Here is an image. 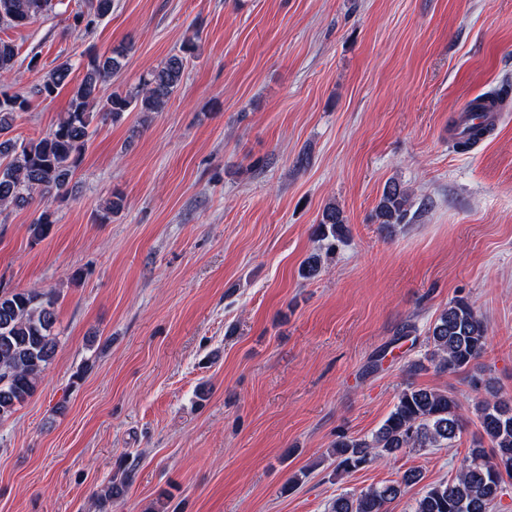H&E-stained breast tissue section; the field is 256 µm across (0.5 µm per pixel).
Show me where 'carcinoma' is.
I'll return each mask as SVG.
<instances>
[{"label": "carcinoma", "mask_w": 512, "mask_h": 512, "mask_svg": "<svg viewBox=\"0 0 512 512\" xmlns=\"http://www.w3.org/2000/svg\"><path fill=\"white\" fill-rule=\"evenodd\" d=\"M52 8V0H0V19L16 27L38 18ZM112 13V0H93L91 12L77 13L74 24L90 29ZM197 50V35L188 37L181 53L168 57L150 70L128 91L104 97L101 86L123 67L128 49L117 47L108 54L89 58L82 80L71 90L69 108L46 136L28 141L11 137L16 120L30 107L34 96L49 98L69 84L73 65L66 60L53 69L28 94L0 93V208L23 209L35 197H63L92 136L93 113L112 120L127 112L161 111L183 78L187 58ZM16 46L0 38V84L12 79ZM410 193L401 184L386 185L375 209V221L389 229L410 222ZM54 213L44 208L31 224L35 239L50 230ZM346 219L334 204H327L318 225L324 239H340ZM57 298L37 288L0 290V419L36 391L57 350L54 334ZM488 330L483 317L465 297L448 302L427 337L424 359L410 364L416 372L425 364L435 371H466L485 353ZM460 404L455 395L428 388L402 390L394 408L371 439L337 436L333 444L336 468L360 470L377 459L391 458L407 448H446L462 429ZM473 414L480 424L468 457L457 474L429 487L416 500L413 512H493L503 491L504 476H512V400L486 399L475 404ZM421 474L409 470L397 483L345 492L332 501L329 512H387L386 505L403 489L417 484ZM129 475L111 481L103 500L123 496Z\"/></svg>", "instance_id": "1"}]
</instances>
